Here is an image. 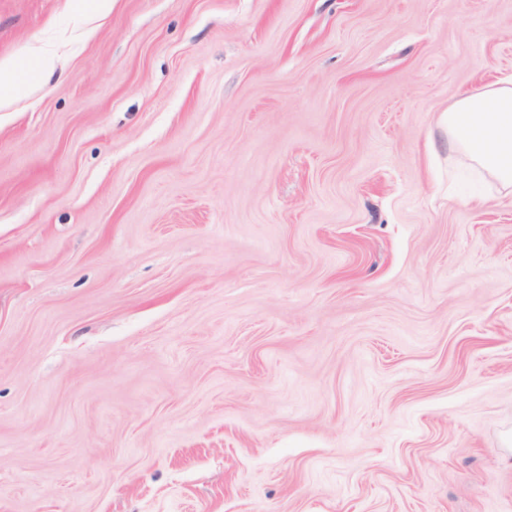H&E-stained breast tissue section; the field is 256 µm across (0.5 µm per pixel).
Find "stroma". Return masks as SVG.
<instances>
[{
  "label": "stroma",
  "mask_w": 512,
  "mask_h": 512,
  "mask_svg": "<svg viewBox=\"0 0 512 512\" xmlns=\"http://www.w3.org/2000/svg\"><path fill=\"white\" fill-rule=\"evenodd\" d=\"M97 25L0 0L65 57L0 112V512H512V189L445 119L512 0Z\"/></svg>",
  "instance_id": "1"
}]
</instances>
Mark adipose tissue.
Instances as JSON below:
<instances>
[{"mask_svg":"<svg viewBox=\"0 0 512 512\" xmlns=\"http://www.w3.org/2000/svg\"><path fill=\"white\" fill-rule=\"evenodd\" d=\"M61 62L56 46H27L0 58V112L17 111L33 97ZM448 147L473 165L512 186V79L467 91L448 107Z\"/></svg>","mask_w":512,"mask_h":512,"instance_id":"obj_1","label":"adipose tissue"}]
</instances>
